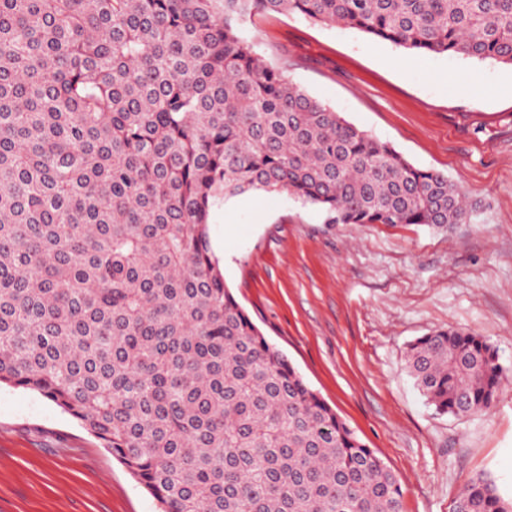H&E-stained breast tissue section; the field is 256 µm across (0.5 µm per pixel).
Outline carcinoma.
Returning a JSON list of instances; mask_svg holds the SVG:
<instances>
[{"mask_svg":"<svg viewBox=\"0 0 512 512\" xmlns=\"http://www.w3.org/2000/svg\"><path fill=\"white\" fill-rule=\"evenodd\" d=\"M274 14L512 65V0H0V385L78 420L160 512H402L383 458L227 288L209 212L252 190L329 224L441 227L466 206L265 63L245 26ZM405 363L454 417L507 380L462 329ZM453 512L512 500L475 476Z\"/></svg>","mask_w":512,"mask_h":512,"instance_id":"1","label":"carcinoma"}]
</instances>
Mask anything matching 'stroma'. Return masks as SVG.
<instances>
[{
  "mask_svg": "<svg viewBox=\"0 0 512 512\" xmlns=\"http://www.w3.org/2000/svg\"><path fill=\"white\" fill-rule=\"evenodd\" d=\"M258 51L346 120L465 195V223L329 224L285 193L216 200L209 237L253 321L400 482L403 512H452L487 476L512 500V381L490 411L438 413L409 342L462 328L512 368V66L421 57L299 16L247 27ZM0 512H158L110 450L38 393L0 387Z\"/></svg>",
  "mask_w": 512,
  "mask_h": 512,
  "instance_id": "35a3bbf8",
  "label": "stroma"
}]
</instances>
